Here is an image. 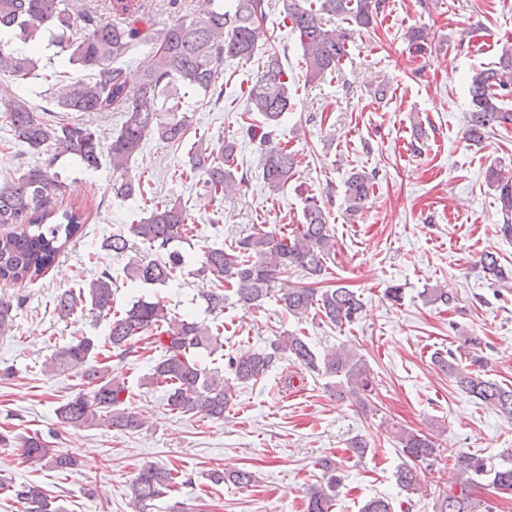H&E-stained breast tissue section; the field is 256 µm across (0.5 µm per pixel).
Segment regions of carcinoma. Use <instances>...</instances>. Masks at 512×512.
<instances>
[{"label": "carcinoma", "mask_w": 512, "mask_h": 512, "mask_svg": "<svg viewBox=\"0 0 512 512\" xmlns=\"http://www.w3.org/2000/svg\"><path fill=\"white\" fill-rule=\"evenodd\" d=\"M210 9L201 17L180 14L155 32L147 27L138 0H110L116 21L105 20L95 9L74 12L67 0H0V32L12 38L0 39V121L10 129L15 144L45 156L44 162L7 178L0 184V224L14 230L0 236V281L22 283L35 280L52 266L67 244L93 220L87 205L72 202L60 212L47 207L53 195L64 189L54 167L68 155L86 169H96L103 156L119 172L150 139L180 145L188 138L191 122L189 100L193 97L224 96L218 84L224 60L248 62L263 54L261 73L251 82L245 96L244 113L250 123L243 128L249 140L258 142L262 180L271 193L288 186L299 164L277 138L281 117L291 106L288 72L272 44L274 33L266 26L272 0H209ZM385 0H284L283 21L291 23L302 48L303 77L308 82L336 72L347 56L349 32L328 25L342 17L357 28H369L384 13ZM68 55V62L90 71L86 79H72L67 72L56 74L52 96L56 114H39L28 101L12 90V84L34 75L38 51L44 36ZM417 55L426 53L429 34L414 28L407 34ZM143 45L153 54L151 67L139 83L129 85L123 60ZM471 106L466 116V138L481 142L498 128L512 127V108L505 100L512 96V48L503 47L498 61L478 69L469 77ZM123 113L124 120L112 135L101 142L83 115L91 112ZM237 144L225 139L211 149L200 138L191 144L184 172L216 202L247 184L237 178ZM376 173L352 171L344 181V198L350 212H360L372 193ZM487 186L499 194L501 212L512 215V172L498 166L485 171ZM112 193L129 198L142 193L133 182L122 178L112 183ZM191 217L186 205L177 200L154 204L147 216L128 225L127 232L112 235L105 248L126 256L124 272L133 284L166 285L185 263L181 244L189 240ZM149 245L157 258L144 260L128 255L135 243ZM335 236L328 215L313 194L304 197L302 220L291 233L262 228L235 241L230 251L212 248L204 252L197 273L211 275L215 288L201 293L211 314L224 312V304L251 308L273 297L291 316L303 319L314 313L322 320L341 327L361 318L363 303L357 293L345 286L319 288L327 260L335 249ZM480 265L488 279L506 280L502 265L492 253L481 257ZM291 269L304 273L311 282L294 288H277L282 274ZM431 304L448 305L453 297L442 286L422 292ZM112 275L102 271L87 287L67 290L56 299L55 310L69 319L85 307L111 316L104 342L91 336H75L58 348L46 363L50 371H73L82 380L79 392L57 410L59 423L80 428L102 425L136 430L144 418L122 407L125 382L109 376L104 360L127 359L137 353L136 344L147 341L158 353L149 384L164 392L165 406L171 411L208 419L224 418L231 405L233 387L217 369L202 365L200 355L209 356L224 347L223 325L198 320L191 315H175L159 300L139 298L122 311H112ZM481 342L474 336L461 337L456 349L436 352L433 361L448 369V377L463 392L504 416L512 418V387H504L484 373ZM316 374L335 379L331 389L341 398H350L366 416L378 412L374 401L377 381L367 363L355 351L333 348L322 355L313 350L307 337L288 333L271 340L268 346L248 350L228 358L234 380L255 384L282 358ZM397 441L406 461L396 472L401 489L414 492L420 473L430 469L447 452L438 438L419 431H400ZM23 455L30 463L66 472L76 466L74 456L50 445L40 434L21 439ZM323 483L308 488L306 512H331L341 484L344 462L321 461ZM180 472L147 463L132 479L134 501L139 512L152 506L179 485ZM219 483L229 479L245 488L251 485V472L239 470L229 476L214 471ZM501 491L512 492V448H505L496 463L466 452L456 456L454 474L435 488L436 512H478L483 500L478 493L484 481ZM10 497L22 512H62L55 497L35 483L12 485Z\"/></svg>", "instance_id": "1"}]
</instances>
